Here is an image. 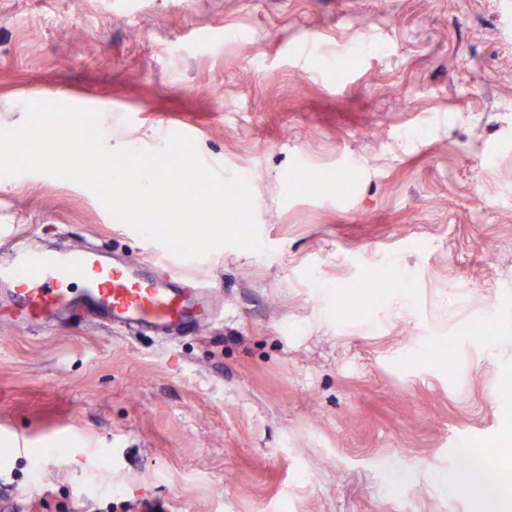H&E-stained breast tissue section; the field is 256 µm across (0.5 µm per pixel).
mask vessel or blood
<instances>
[{
	"label": "vessel or blood",
	"mask_w": 512,
	"mask_h": 512,
	"mask_svg": "<svg viewBox=\"0 0 512 512\" xmlns=\"http://www.w3.org/2000/svg\"><path fill=\"white\" fill-rule=\"evenodd\" d=\"M181 266L173 261L168 277L156 279L117 260L104 262L93 249L47 252L18 245L0 260V282L13 285L24 319L77 303L113 326L171 338L214 315L211 288L201 280L186 286Z\"/></svg>",
	"instance_id": "b4317fda"
}]
</instances>
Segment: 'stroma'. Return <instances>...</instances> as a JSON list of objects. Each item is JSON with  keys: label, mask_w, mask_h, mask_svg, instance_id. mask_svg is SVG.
<instances>
[{"label": "stroma", "mask_w": 512, "mask_h": 512, "mask_svg": "<svg viewBox=\"0 0 512 512\" xmlns=\"http://www.w3.org/2000/svg\"><path fill=\"white\" fill-rule=\"evenodd\" d=\"M49 98L97 104L116 147L190 127L208 166L248 182L263 248L190 260L219 315L167 341L76 309L18 322L0 290L13 512H486L436 478L460 473L461 437L512 470L500 0H0V128ZM315 173L339 188L301 193ZM1 233L141 268L163 249L36 173L0 189Z\"/></svg>", "instance_id": "35a3bbf8"}]
</instances>
